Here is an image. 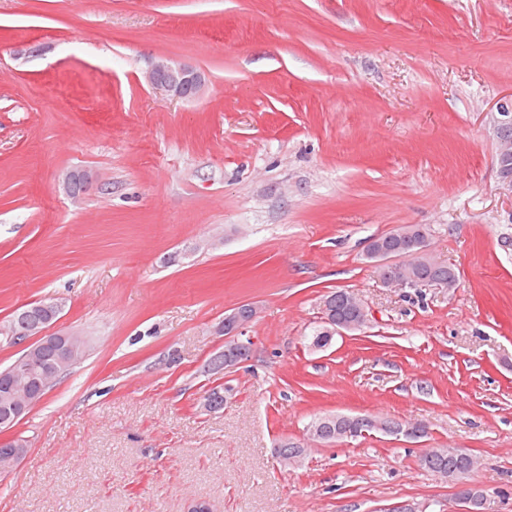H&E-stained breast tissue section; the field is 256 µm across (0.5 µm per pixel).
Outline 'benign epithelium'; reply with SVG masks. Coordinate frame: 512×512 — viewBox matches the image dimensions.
<instances>
[{
	"mask_svg": "<svg viewBox=\"0 0 512 512\" xmlns=\"http://www.w3.org/2000/svg\"><path fill=\"white\" fill-rule=\"evenodd\" d=\"M147 83L174 100L193 98L205 86L203 75L192 68L180 67L167 60L156 61L146 75ZM498 112L502 116L497 127L496 153L500 162L501 181L512 190V99L500 103ZM368 256L374 258L376 265L406 264L410 260L407 253L387 257L383 253L370 250ZM21 311L30 315L26 321L11 318L0 325V340L24 345L27 351L23 362L11 377L0 386V404L8 410V417L0 422V427L8 429L21 421L29 410L45 396V387L60 372L76 359L88 346L86 337L76 331H50L62 311V304L26 303ZM359 318L336 314L334 297L323 301L324 322L330 332L343 335L348 330L361 326L367 319V310L358 304ZM258 315V309L252 304H242L216 328L224 336V354L215 355L208 363V371L224 373L240 365L251 351L252 342L240 337L244 328ZM30 452V445L24 441L10 440L0 444V472L13 473Z\"/></svg>",
	"mask_w": 512,
	"mask_h": 512,
	"instance_id": "benign-epithelium-1",
	"label": "benign epithelium"
}]
</instances>
